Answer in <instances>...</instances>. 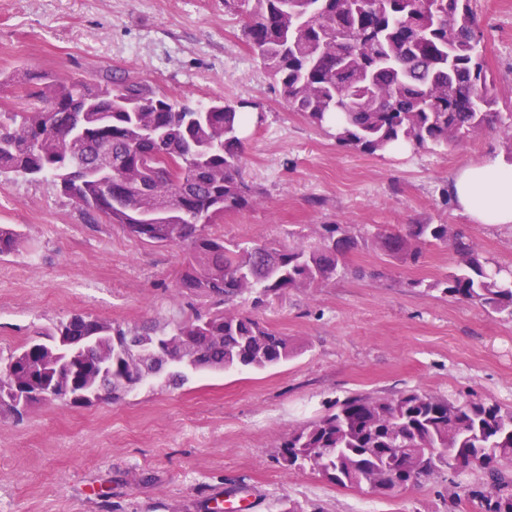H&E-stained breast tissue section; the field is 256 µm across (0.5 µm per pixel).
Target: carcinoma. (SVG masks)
Wrapping results in <instances>:
<instances>
[{"instance_id":"obj_1","label":"carcinoma","mask_w":512,"mask_h":512,"mask_svg":"<svg viewBox=\"0 0 512 512\" xmlns=\"http://www.w3.org/2000/svg\"><path fill=\"white\" fill-rule=\"evenodd\" d=\"M288 109L363 155L401 148L448 149L495 127L512 141V115L498 111L483 32L471 0H224ZM28 105L0 112V176L52 177L91 221L119 224L143 243L190 254L178 290L256 301L289 289L323 288L348 271L358 239L348 224H324L318 243L232 242L211 227L258 201L242 178L248 103H184L125 72L90 79L25 74ZM386 255L416 264L431 247L452 255L434 287L448 300L512 319V271H491L473 241L450 224L378 231ZM21 234L0 225V256ZM297 346L249 314L192 313L160 330L124 328L75 313L55 331L0 355V410L16 417L41 402L44 372L58 393L83 405L91 385L112 402L147 383L179 387L189 376L263 370ZM279 455L329 482L391 496L418 483L398 460L428 474L478 470L479 512H512V409L491 399L452 400L421 390L355 394L291 430Z\"/></svg>"}]
</instances>
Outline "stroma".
<instances>
[{
	"label": "stroma",
	"instance_id": "obj_1",
	"mask_svg": "<svg viewBox=\"0 0 512 512\" xmlns=\"http://www.w3.org/2000/svg\"><path fill=\"white\" fill-rule=\"evenodd\" d=\"M472 7L498 109L512 113V0ZM110 68L193 102H249L242 173L259 201L225 214L214 234L312 245L321 225L341 223L359 246L326 287L232 303L297 343L286 363L195 374L176 390L146 385L115 403L38 404L20 421L0 412V512H219L229 495L251 497V512H448L447 469L381 496L288 467L277 446L356 393L417 389L512 408V320L434 289L450 264L445 248L411 265L373 242L382 226L441 222L512 270V226L469 223L448 194L458 166L512 144L485 130L448 151L363 156L338 146L288 110L224 0H0V109L25 106L20 73ZM1 224L24 242L0 257V354L76 312L162 327L212 306L177 290L185 248L87 221L52 179L0 178Z\"/></svg>",
	"mask_w": 512,
	"mask_h": 512
}]
</instances>
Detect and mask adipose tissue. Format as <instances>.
I'll return each instance as SVG.
<instances>
[{"instance_id":"1","label":"adipose tissue","mask_w":512,"mask_h":512,"mask_svg":"<svg viewBox=\"0 0 512 512\" xmlns=\"http://www.w3.org/2000/svg\"><path fill=\"white\" fill-rule=\"evenodd\" d=\"M448 194L471 223L512 225V160L497 155L460 166Z\"/></svg>"}]
</instances>
